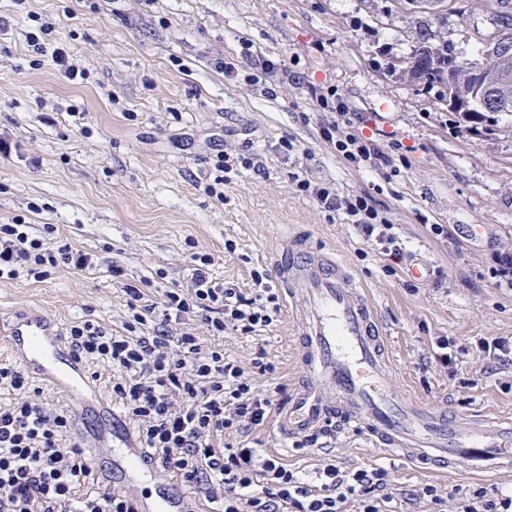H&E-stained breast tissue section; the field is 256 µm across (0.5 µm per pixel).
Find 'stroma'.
<instances>
[{
  "mask_svg": "<svg viewBox=\"0 0 512 512\" xmlns=\"http://www.w3.org/2000/svg\"><path fill=\"white\" fill-rule=\"evenodd\" d=\"M36 13L47 40L68 48L89 77H64L25 39ZM0 131L17 151L0 155V224L55 225L100 257L85 272L65 267L43 281H0V319L30 307L62 328L93 315L121 329L126 296L106 272L121 265L154 288L185 284L187 254L213 255L214 277L248 292L270 270L281 235L341 255L377 307L388 333L391 383L447 407L459 423L512 412V357L479 351L512 340V288L494 285L495 252L512 254V116L465 122L436 91L400 80L415 45V14L393 0H0ZM433 31L474 57L491 32L473 8ZM286 65L258 75L255 59ZM234 63L224 76L216 60ZM355 113L391 162L357 167L322 137ZM229 154L254 155L223 200L204 190L213 139ZM342 197H366L405 249L395 263L340 212H328L293 176ZM463 225L450 238L433 225ZM232 250H225V243ZM428 268L413 277L415 263ZM446 341L454 362L433 359ZM226 357L263 391L302 386L301 354L288 312L260 336L226 333ZM270 366L263 372L256 357ZM314 479L333 462L344 471L391 468L396 512H424L425 484L462 499L490 477L430 476L382 456L366 438L336 430L320 448L283 441L275 420L240 435Z\"/></svg>",
  "mask_w": 512,
  "mask_h": 512,
  "instance_id": "obj_1",
  "label": "stroma"
}]
</instances>
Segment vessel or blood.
Wrapping results in <instances>:
<instances>
[{"mask_svg": "<svg viewBox=\"0 0 512 512\" xmlns=\"http://www.w3.org/2000/svg\"><path fill=\"white\" fill-rule=\"evenodd\" d=\"M273 270L288 296L309 380L279 415L282 439L313 431L335 416L347 431L365 432L379 448L427 470L512 478V415L483 416L463 426L392 388L377 310L342 257L292 240ZM0 345L29 376L56 390L77 430L104 440L93 458L102 491L132 492L135 512H207L206 504L150 458L131 433L108 439L112 408L102 409L99 424L91 423L99 396L54 316L35 309L0 322ZM148 478L155 484L150 492L143 487Z\"/></svg>", "mask_w": 512, "mask_h": 512, "instance_id": "vessel-or-blood-1", "label": "vessel or blood"}]
</instances>
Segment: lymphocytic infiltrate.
Here are the masks:
<instances>
[{
    "instance_id": "1",
    "label": "lymphocytic infiltrate",
    "mask_w": 512,
    "mask_h": 512,
    "mask_svg": "<svg viewBox=\"0 0 512 512\" xmlns=\"http://www.w3.org/2000/svg\"><path fill=\"white\" fill-rule=\"evenodd\" d=\"M322 135L356 166L390 162L376 141L339 134L336 124L323 127ZM297 186L312 191L326 211L343 212L363 238L401 261V246L378 223L367 198H342L305 179ZM189 259L187 284L155 297L129 282L121 267L109 266L127 297L122 330L88 318L68 332L76 356L111 368L112 398L142 447L211 512H388L379 495L390 481L386 467L344 471L327 463L312 484L262 449L225 443L227 435L262 425L279 402L274 393L257 390L223 348L203 345L191 324L202 323L214 337L228 331L252 336L277 322L281 306L267 274L255 273L247 294L212 276L211 254L194 251ZM97 265L96 255L57 236L53 225L37 234L28 224H0V280L23 273L41 279L59 266L82 272ZM31 387L20 367L0 364V391L11 396L0 404V512H133L129 495L98 490L91 453L71 440L67 413L45 406ZM455 512H512V488L476 487Z\"/></svg>"
}]
</instances>
